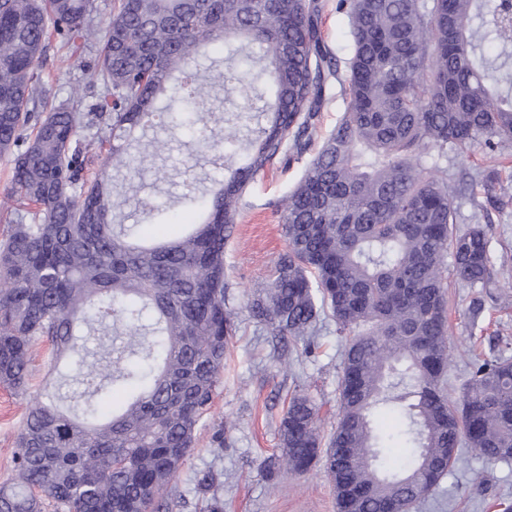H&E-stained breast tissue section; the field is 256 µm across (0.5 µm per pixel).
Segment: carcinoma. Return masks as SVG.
Listing matches in <instances>:
<instances>
[{
    "label": "carcinoma",
    "instance_id": "obj_1",
    "mask_svg": "<svg viewBox=\"0 0 512 512\" xmlns=\"http://www.w3.org/2000/svg\"><path fill=\"white\" fill-rule=\"evenodd\" d=\"M323 12L322 0H113L95 42L93 0H0V153L14 156L8 196L22 204L0 237V385L26 383L34 344L52 354L0 512H170L165 494L237 335L224 247L256 176L311 149L336 83L347 111L284 200L287 251L245 308L306 344L331 313L345 336L341 416L324 442L318 405L293 393L265 478L321 463L336 512H412L458 449L512 460V355L471 363L458 400L445 389L447 289L494 276L484 229L458 227L455 199L503 186L496 164L454 179L448 151L512 143V0H337L351 38L344 76ZM54 40L92 57L87 110L79 93L44 110L40 63ZM220 45L236 106L222 140L195 67ZM174 112L224 178L206 199L183 194L204 208L186 234L139 242L114 223L127 198L108 171L159 158L165 141L148 131ZM116 322L126 340L90 351L85 330ZM121 383L137 393L100 417L95 398ZM385 405L405 414L403 462L379 450L372 416Z\"/></svg>",
    "mask_w": 512,
    "mask_h": 512
}]
</instances>
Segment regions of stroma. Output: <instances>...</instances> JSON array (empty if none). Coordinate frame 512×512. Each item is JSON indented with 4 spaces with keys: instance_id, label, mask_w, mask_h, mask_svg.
I'll use <instances>...</instances> for the list:
<instances>
[{
    "instance_id": "stroma-1",
    "label": "stroma",
    "mask_w": 512,
    "mask_h": 512,
    "mask_svg": "<svg viewBox=\"0 0 512 512\" xmlns=\"http://www.w3.org/2000/svg\"><path fill=\"white\" fill-rule=\"evenodd\" d=\"M85 60L65 58L49 47L43 69L49 80L40 89L43 101L58 104L84 88ZM309 156L275 165L259 174L246 196L233 238L224 251V269L231 285L232 303L240 329L224 363V375L210 411L196 427L197 442L169 490L173 512H209L205 498L195 490L198 477L208 473L221 482L223 512H336V492L322 466L301 476L268 482L262 469L279 452L278 424L294 391L307 393L320 407V432L330 436L340 417L339 383L343 343L333 318H325L316 338L317 349L303 354L301 346L274 336L271 329L252 320L244 307L246 293L264 287L274 272L275 260L286 248L279 204L303 176ZM166 182L145 169L135 179H120L135 213L137 202L151 200L160 212L141 224L142 234L159 238L178 236L193 213L179 204L185 179L210 186L220 177L204 152L192 149L189 132L173 140L162 156ZM490 221L484 229L496 269V284L488 291L485 312L471 321V289L457 288L449 311L453 332L448 396H459V374L472 354L484 355L512 348V205L503 209L485 205ZM51 354L47 345L32 349V377L27 392L0 385V484L14 474L15 440L29 402L43 391ZM462 460L413 512H503L512 505V463H486L462 449Z\"/></svg>"
}]
</instances>
